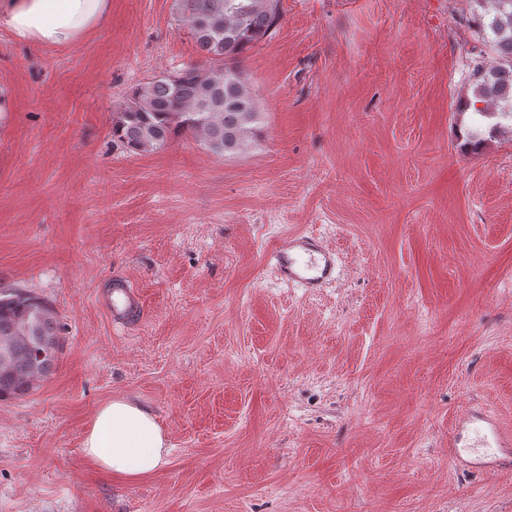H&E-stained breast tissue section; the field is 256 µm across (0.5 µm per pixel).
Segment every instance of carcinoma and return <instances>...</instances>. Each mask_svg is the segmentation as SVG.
Wrapping results in <instances>:
<instances>
[{"mask_svg":"<svg viewBox=\"0 0 512 512\" xmlns=\"http://www.w3.org/2000/svg\"><path fill=\"white\" fill-rule=\"evenodd\" d=\"M479 34L497 57L470 58L473 109L468 144L512 129V0H472ZM180 22L204 56L202 65L163 74L136 85L112 114V142L133 154L165 148L189 135L211 153L236 155L261 136L262 112L240 68V59L276 31L281 0H179ZM13 357L0 375V399L29 395L59 364L63 344L48 302L18 289L0 290V344Z\"/></svg>","mask_w":512,"mask_h":512,"instance_id":"cac0c4a2","label":"carcinoma"}]
</instances>
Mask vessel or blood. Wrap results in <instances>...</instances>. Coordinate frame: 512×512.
I'll return each mask as SVG.
<instances>
[{"label":"vessel or blood","instance_id":"b4317fda","mask_svg":"<svg viewBox=\"0 0 512 512\" xmlns=\"http://www.w3.org/2000/svg\"><path fill=\"white\" fill-rule=\"evenodd\" d=\"M272 258L278 275L289 286L312 292L336 278V255L322 241L311 236H290L274 250ZM143 305L141 293L128 281H112V295L106 301L113 323L127 324ZM512 447V433L482 410L464 413L454 423L451 448L460 467L487 471L499 456Z\"/></svg>","mask_w":512,"mask_h":512}]
</instances>
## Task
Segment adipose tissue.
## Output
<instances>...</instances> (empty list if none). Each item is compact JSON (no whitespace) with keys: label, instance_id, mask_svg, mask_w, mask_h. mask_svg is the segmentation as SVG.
<instances>
[{"label":"adipose tissue","instance_id":"1","mask_svg":"<svg viewBox=\"0 0 512 512\" xmlns=\"http://www.w3.org/2000/svg\"><path fill=\"white\" fill-rule=\"evenodd\" d=\"M110 9V0H0V26L21 40L65 47L103 23ZM82 451L99 470L128 481L165 469L170 456L155 414L126 398L96 410Z\"/></svg>","mask_w":512,"mask_h":512}]
</instances>
